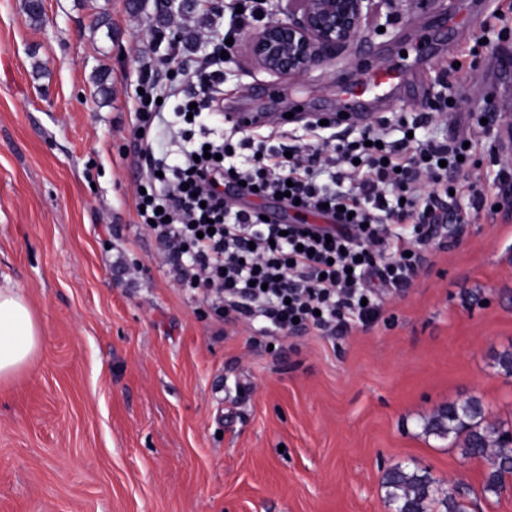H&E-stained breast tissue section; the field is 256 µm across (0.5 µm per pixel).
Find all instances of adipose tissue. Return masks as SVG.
Masks as SVG:
<instances>
[{
	"instance_id": "adipose-tissue-1",
	"label": "adipose tissue",
	"mask_w": 512,
	"mask_h": 512,
	"mask_svg": "<svg viewBox=\"0 0 512 512\" xmlns=\"http://www.w3.org/2000/svg\"><path fill=\"white\" fill-rule=\"evenodd\" d=\"M41 328L24 295L0 288V382L20 373L36 355Z\"/></svg>"
}]
</instances>
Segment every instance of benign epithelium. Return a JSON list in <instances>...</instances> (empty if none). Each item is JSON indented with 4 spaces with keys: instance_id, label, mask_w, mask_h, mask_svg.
<instances>
[{
    "instance_id": "7a95c632",
    "label": "benign epithelium",
    "mask_w": 512,
    "mask_h": 512,
    "mask_svg": "<svg viewBox=\"0 0 512 512\" xmlns=\"http://www.w3.org/2000/svg\"><path fill=\"white\" fill-rule=\"evenodd\" d=\"M424 0H273L272 18L248 32L242 46L260 69L299 81L342 60L359 62L371 18L393 25Z\"/></svg>"
}]
</instances>
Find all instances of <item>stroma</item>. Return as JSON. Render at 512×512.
Returning a JSON list of instances; mask_svg holds the SVG:
<instances>
[{
  "instance_id": "35a3bbf8",
  "label": "stroma",
  "mask_w": 512,
  "mask_h": 512,
  "mask_svg": "<svg viewBox=\"0 0 512 512\" xmlns=\"http://www.w3.org/2000/svg\"><path fill=\"white\" fill-rule=\"evenodd\" d=\"M160 0H0V281L23 292L41 326L30 364L0 386V512H392L383 473L419 466L471 512H512V478L484 494L485 461L424 434L440 407L479 399L512 429V221L456 207L463 223L435 238L383 317L336 337L288 336L273 348L224 323L171 278L166 249L138 224L132 121L137 68L188 90L165 62L183 32L232 20L203 8L160 27ZM106 25L94 28L97 17ZM477 17L478 29L443 19ZM473 66L453 70L460 53ZM362 60L405 71L381 117L420 113L474 84L512 103V0H436L373 37ZM352 67L302 81L269 75L243 51L224 60V113L303 100L334 113ZM111 96H103L102 87ZM484 137L482 182L512 169V127Z\"/></svg>"
}]
</instances>
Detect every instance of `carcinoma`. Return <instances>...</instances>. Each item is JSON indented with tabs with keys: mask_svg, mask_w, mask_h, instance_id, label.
<instances>
[{
	"mask_svg": "<svg viewBox=\"0 0 512 512\" xmlns=\"http://www.w3.org/2000/svg\"><path fill=\"white\" fill-rule=\"evenodd\" d=\"M423 431L460 440L465 456L488 461L484 492L500 494L512 476V431L488 421L480 400L469 398L440 408L424 421ZM383 486L393 512H468L455 496L439 497L438 481L427 470L397 465L385 474Z\"/></svg>",
	"mask_w": 512,
	"mask_h": 512,
	"instance_id": "carcinoma-1",
	"label": "carcinoma"
}]
</instances>
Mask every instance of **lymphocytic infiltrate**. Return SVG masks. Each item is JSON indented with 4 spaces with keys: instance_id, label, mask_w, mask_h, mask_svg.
Segmentation results:
<instances>
[{
    "instance_id": "obj_1",
    "label": "lymphocytic infiltrate",
    "mask_w": 512,
    "mask_h": 512,
    "mask_svg": "<svg viewBox=\"0 0 512 512\" xmlns=\"http://www.w3.org/2000/svg\"><path fill=\"white\" fill-rule=\"evenodd\" d=\"M185 74L199 92L189 99L171 88L176 104L166 112L157 107L158 72L141 70L133 127L147 168L136 205L148 233L173 246L175 282L199 291L226 321L267 337L369 324L386 294L410 282L440 227L459 223L450 195L497 215L488 189L459 179L485 146L481 131L450 141L425 135L433 112L461 108L463 96L437 98L430 111L366 127L353 140L332 139L316 122L285 148L273 135L225 127L213 111L223 93L221 56L204 55ZM231 184L244 196L284 194L287 207L331 221L263 220L261 209L225 199Z\"/></svg>"
}]
</instances>
